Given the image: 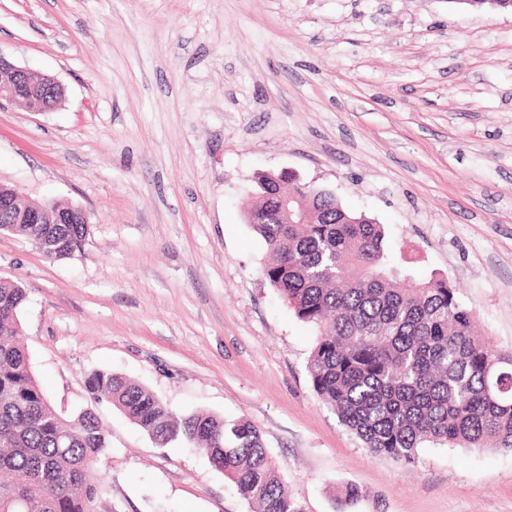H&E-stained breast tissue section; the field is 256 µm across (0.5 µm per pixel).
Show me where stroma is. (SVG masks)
Here are the masks:
<instances>
[{"mask_svg": "<svg viewBox=\"0 0 512 512\" xmlns=\"http://www.w3.org/2000/svg\"><path fill=\"white\" fill-rule=\"evenodd\" d=\"M0 54L65 88L0 105V184L83 208L73 258L0 235L41 388L93 408L98 512H251L199 449L157 447L89 373L244 418L303 512H512V451L373 455L317 398V330L263 277L255 176L293 172L382 224L512 348V11L449 0H0ZM361 498L339 504L345 485Z\"/></svg>", "mask_w": 512, "mask_h": 512, "instance_id": "obj_1", "label": "stroma"}]
</instances>
